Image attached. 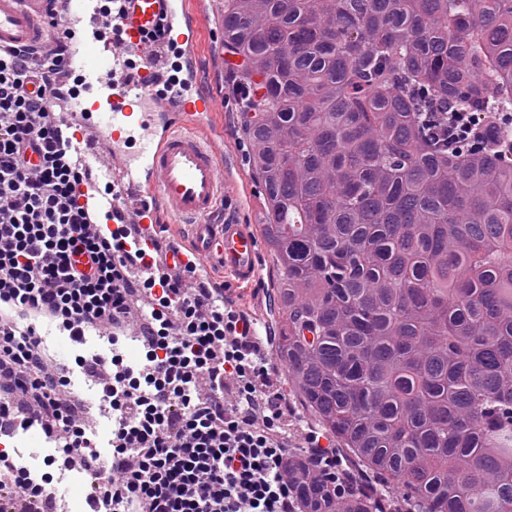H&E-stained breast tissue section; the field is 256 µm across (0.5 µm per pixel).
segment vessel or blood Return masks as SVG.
<instances>
[{"mask_svg":"<svg viewBox=\"0 0 512 512\" xmlns=\"http://www.w3.org/2000/svg\"><path fill=\"white\" fill-rule=\"evenodd\" d=\"M47 0H0V47L42 48L53 34L44 22ZM170 22L166 38L148 40L160 19ZM115 33L74 36L66 45L68 61L82 60L83 79L106 91V110L92 115L81 100H68L80 114V129L68 147L93 166L100 179L112 180L109 206L126 224L145 227L171 217L191 227L190 247L201 266L217 263L237 283L261 278L259 234L251 226L214 218L229 192L238 191L224 172L223 132L203 133L204 116L221 97H191L182 84L165 97L154 89L164 83L169 48L192 41L201 20L188 13L186 0H119Z\"/></svg>","mask_w":512,"mask_h":512,"instance_id":"vessel-or-blood-1","label":"vessel or blood"}]
</instances>
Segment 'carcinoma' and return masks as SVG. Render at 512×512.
I'll return each instance as SVG.
<instances>
[{"instance_id":"obj_1","label":"carcinoma","mask_w":512,"mask_h":512,"mask_svg":"<svg viewBox=\"0 0 512 512\" xmlns=\"http://www.w3.org/2000/svg\"><path fill=\"white\" fill-rule=\"evenodd\" d=\"M224 53L276 354L349 461L293 453L303 512H512V0H224Z\"/></svg>"}]
</instances>
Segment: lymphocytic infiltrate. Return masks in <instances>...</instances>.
Here are the masks:
<instances>
[{
  "label": "lymphocytic infiltrate",
  "instance_id": "f902f5d3",
  "mask_svg": "<svg viewBox=\"0 0 512 512\" xmlns=\"http://www.w3.org/2000/svg\"><path fill=\"white\" fill-rule=\"evenodd\" d=\"M63 39L42 50L0 48V424L37 425L65 448L89 439L27 319L74 341L100 326L137 330L139 368L80 356L103 376L112 454L91 456L88 512H301L279 436L275 368L247 317L195 265L160 272L155 229L95 223L94 188L47 105L65 73ZM38 163H30L27 152ZM143 297L146 308L134 311Z\"/></svg>",
  "mask_w": 512,
  "mask_h": 512
}]
</instances>
